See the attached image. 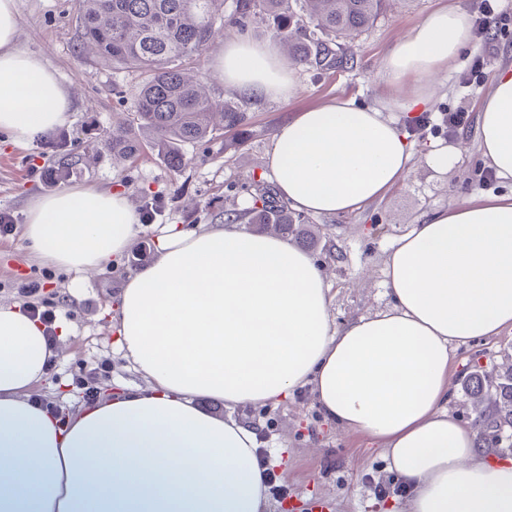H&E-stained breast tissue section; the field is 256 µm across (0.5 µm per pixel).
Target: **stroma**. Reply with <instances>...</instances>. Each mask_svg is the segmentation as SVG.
<instances>
[{"label":"stroma","mask_w":512,"mask_h":512,"mask_svg":"<svg viewBox=\"0 0 512 512\" xmlns=\"http://www.w3.org/2000/svg\"><path fill=\"white\" fill-rule=\"evenodd\" d=\"M444 2L395 0L373 26L347 44V65L298 67V92L286 101L241 97L213 77L212 59L225 34L224 29H216L202 55L183 60L182 66L200 76L214 99H238L248 120L239 129L183 145L186 165L176 170L150 148L127 161L113 159L110 133L129 118L145 75L131 65L102 61L84 48L78 0H17L19 46L42 54L66 86L73 104L67 150L83 158L66 178L46 183L32 170L37 166L55 169L59 156L44 151V135L17 143L10 133L0 131V210L10 211L17 219L13 235L0 239V303H17V285L38 279L44 285L42 298L60 304L59 319L69 326L68 336L60 343L61 362L31 390V398L70 412L84 402L74 377L88 378L97 390L136 380L117 345L108 309L126 276L154 258L161 229L168 224H220L226 211L251 209L258 185L268 180L264 156L276 130L299 112L339 96L354 97L363 105L387 96L388 89L378 77L385 52ZM480 49L479 39H471L455 68L440 77L430 115L459 108L477 115L483 89L460 87L458 79ZM394 118L411 144V167L403 182L364 212L311 216V238L302 245L323 269L332 296L331 312L340 327L388 306L384 267L392 242L426 214L466 197L512 196L511 181L481 183L488 164L475 126L451 136L435 127L415 129L413 117L404 112L395 113ZM440 146L459 150L456 163L445 170L430 162L431 152ZM67 187L116 188L133 208L157 199L163 212L155 223L139 225L119 265L86 276L41 259L25 236L31 200ZM510 366L512 329L452 349L449 411L463 421H473L476 412L463 387L465 377ZM236 415L257 426L267 443L270 466L288 488L286 499L268 497L266 512H283L287 505L296 512H311L319 498L329 500L333 512H409L399 492L382 497L374 493L377 483L392 481L380 449L367 447L362 437L328 423L308 391L276 406H244Z\"/></svg>","instance_id":"obj_1"}]
</instances>
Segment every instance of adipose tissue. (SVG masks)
I'll use <instances>...</instances> for the list:
<instances>
[{"label":"adipose tissue","mask_w":512,"mask_h":512,"mask_svg":"<svg viewBox=\"0 0 512 512\" xmlns=\"http://www.w3.org/2000/svg\"><path fill=\"white\" fill-rule=\"evenodd\" d=\"M471 34L450 0L385 54V99L339 97L282 126L266 166L288 206L344 216L399 184L411 151L391 115L431 104ZM17 39L16 0H0V130L22 141L69 123L71 100ZM214 70L251 97L298 91L294 65L246 36L225 38ZM476 131L497 177L512 180V66L482 98ZM138 222L125 195L64 189L32 202L25 234L44 259L90 274L123 255ZM385 286L387 309L340 328L319 265L288 240L239 219L166 228L114 307L144 385L63 422L29 398L60 348L20 305H0V512H264L263 442L232 412L304 387L327 421L381 449L410 512H512V459L496 461L477 427L448 412L451 345L512 328V197L429 213L394 242Z\"/></svg>","instance_id":"adipose-tissue-1"}]
</instances>
